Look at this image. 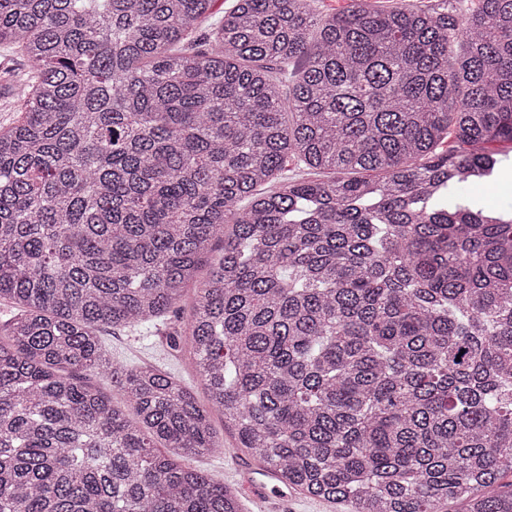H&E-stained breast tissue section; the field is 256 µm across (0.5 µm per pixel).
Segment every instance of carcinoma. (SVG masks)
<instances>
[{
    "label": "carcinoma",
    "instance_id": "cac0c4a2",
    "mask_svg": "<svg viewBox=\"0 0 512 512\" xmlns=\"http://www.w3.org/2000/svg\"><path fill=\"white\" fill-rule=\"evenodd\" d=\"M316 2L232 0L198 45L215 0H0L32 65L0 127V512H242L185 463L215 411L349 512H512V199L470 193L512 144V0ZM206 263L169 332L203 405L98 332ZM84 379L91 385L101 390L104 394L110 397L118 405H124L121 396L117 392H113L112 379L108 372L101 370L86 371L83 373Z\"/></svg>",
    "mask_w": 512,
    "mask_h": 512
}]
</instances>
